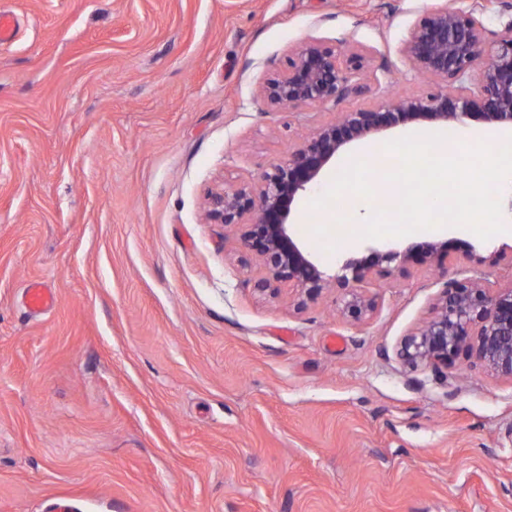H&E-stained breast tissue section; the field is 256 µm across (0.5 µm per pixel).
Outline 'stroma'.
Masks as SVG:
<instances>
[{
	"label": "stroma",
	"mask_w": 512,
	"mask_h": 512,
	"mask_svg": "<svg viewBox=\"0 0 512 512\" xmlns=\"http://www.w3.org/2000/svg\"><path fill=\"white\" fill-rule=\"evenodd\" d=\"M474 0H0V512H512V380L397 356L448 279L512 285L507 232L445 227L447 273L410 265L304 308L262 296L258 265L206 223L217 185L259 178L301 135L390 95L432 90L403 53L427 8ZM317 39L372 49V92L270 108L259 89ZM440 133L499 147L512 131L420 122L348 145L302 195L294 232L327 274L365 255L311 231L345 161ZM53 289L44 314L29 283Z\"/></svg>",
	"instance_id": "obj_1"
}]
</instances>
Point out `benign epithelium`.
<instances>
[{"label":"benign epithelium","mask_w":512,"mask_h":512,"mask_svg":"<svg viewBox=\"0 0 512 512\" xmlns=\"http://www.w3.org/2000/svg\"><path fill=\"white\" fill-rule=\"evenodd\" d=\"M476 3L464 10L440 5L423 12L408 30L403 52L411 65L436 82L417 96L395 95L344 112L315 127L288 159L271 165L258 180L212 190L207 197L210 224L238 229L241 262L257 259L264 276L254 282L262 295L273 285L296 292L298 305L334 286L343 291L342 311L355 321L373 312L375 300L360 284L380 280L399 266L445 270L454 241H426L402 251L371 250L349 258L330 276L293 235L292 211L324 168L351 143L418 121L448 124L465 119L512 125V21L491 31ZM372 52L360 45L311 40L288 52L285 63L264 82L260 94L272 108L324 107L371 92ZM398 356L411 369L436 373L459 357L488 373L512 379V286L490 288L478 278L451 280L437 298L432 316L403 338Z\"/></svg>","instance_id":"7a95c632"}]
</instances>
